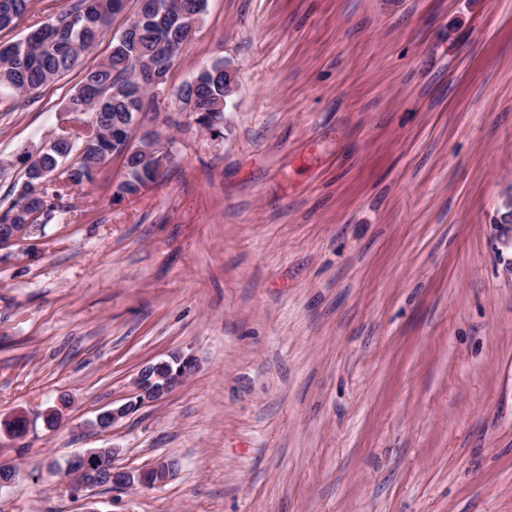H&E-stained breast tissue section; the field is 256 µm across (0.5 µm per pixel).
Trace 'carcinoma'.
Here are the masks:
<instances>
[{"instance_id": "cac0c4a2", "label": "carcinoma", "mask_w": 512, "mask_h": 512, "mask_svg": "<svg viewBox=\"0 0 512 512\" xmlns=\"http://www.w3.org/2000/svg\"><path fill=\"white\" fill-rule=\"evenodd\" d=\"M206 0H138V8L122 32L112 37L109 54L88 69L66 99L65 123L31 164L33 173L14 186L13 203L0 212L5 224H47L57 207L67 205L69 190L95 181L98 170L84 157L112 152V120L126 112L156 113V94L173 62L192 35L186 21L205 10ZM30 8V0H0V31L13 27ZM123 0H76L67 13L31 29L16 41L0 45V87L26 97L71 70L79 58L108 32ZM196 88L185 83L176 97L191 112L213 118L202 125L212 135L224 129L231 95L224 87V60L197 72ZM115 195L138 196L157 182L156 168L130 157Z\"/></svg>"}]
</instances>
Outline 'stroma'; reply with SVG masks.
I'll use <instances>...</instances> for the list:
<instances>
[{"instance_id":"35a3bbf8","label":"stroma","mask_w":512,"mask_h":512,"mask_svg":"<svg viewBox=\"0 0 512 512\" xmlns=\"http://www.w3.org/2000/svg\"><path fill=\"white\" fill-rule=\"evenodd\" d=\"M127 21L34 95L0 88V210ZM218 58L215 137L175 92ZM155 124L164 179L113 203L109 158L38 256L0 246V417L30 419L25 447L0 434V512H512V0H207ZM175 352L182 386L95 428ZM91 448L180 467L85 498L64 467Z\"/></svg>"}]
</instances>
